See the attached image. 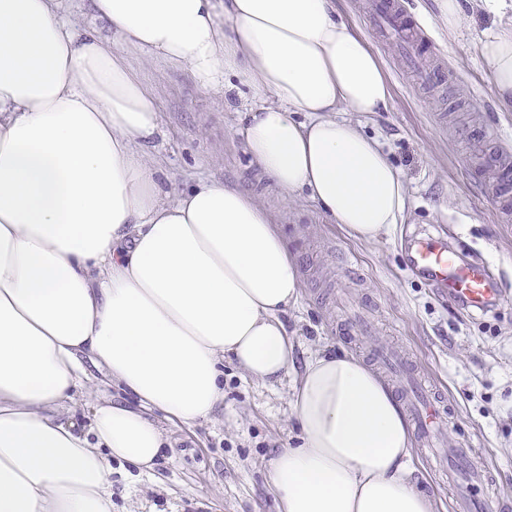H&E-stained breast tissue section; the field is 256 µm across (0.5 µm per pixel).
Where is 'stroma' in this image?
<instances>
[{
    "mask_svg": "<svg viewBox=\"0 0 512 512\" xmlns=\"http://www.w3.org/2000/svg\"><path fill=\"white\" fill-rule=\"evenodd\" d=\"M417 26L421 56L442 64L445 82L418 84L399 46L377 33L367 0H338L376 54L391 87L384 111L350 113L378 139L404 175L408 203L401 224L374 242L349 236L309 201L260 177L245 152L239 93L199 90L180 73L155 78L160 133L153 155L176 183L215 177L250 192L277 218L303 276V294L284 319L296 364L318 352H350L371 361L384 348L411 362L426 385L445 396L453 416L442 443L473 448L495 474L490 497L512 500V209L498 203L503 166L512 165V112L498 108L486 63L472 44L499 23L491 12L463 9L449 32L436 0H401ZM441 232L462 257H483L500 278V300L470 312L404 266L408 236ZM370 312L362 334L344 336L342 321ZM291 378L270 387L224 361V409L193 425L163 422L170 444L153 476L112 464V512H275L267 479L274 449L297 444L288 400ZM414 478L454 512L455 488L443 481L445 454L415 452Z\"/></svg>",
    "mask_w": 512,
    "mask_h": 512,
    "instance_id": "stroma-1",
    "label": "stroma"
}]
</instances>
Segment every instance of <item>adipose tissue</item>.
<instances>
[{
    "instance_id": "adipose-tissue-1",
    "label": "adipose tissue",
    "mask_w": 512,
    "mask_h": 512,
    "mask_svg": "<svg viewBox=\"0 0 512 512\" xmlns=\"http://www.w3.org/2000/svg\"><path fill=\"white\" fill-rule=\"evenodd\" d=\"M512 112V27L478 42ZM187 74L237 90L244 146L281 191L372 242L407 208L379 142L338 111L390 86L336 0H0V512H112V460L151 472L167 439L224 405V360L296 377L298 447L268 462L277 512H436L389 384L347 352L295 371L283 315L302 277L274 216L216 178L174 188L151 156L158 96ZM138 407L62 418L84 361Z\"/></svg>"
}]
</instances>
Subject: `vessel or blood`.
Here are the masks:
<instances>
[{
  "label": "vessel or blood",
  "instance_id": "1",
  "mask_svg": "<svg viewBox=\"0 0 512 512\" xmlns=\"http://www.w3.org/2000/svg\"><path fill=\"white\" fill-rule=\"evenodd\" d=\"M373 19L380 33L401 46L410 68L420 69L424 80L437 79L436 71L421 68L417 34L413 27L404 24L393 0H376ZM404 248L408 268L424 282L447 293L449 298L468 309L487 307L496 274L483 258L462 259L442 236L412 237L405 241ZM398 388L414 422L421 448L426 454H435L440 430L449 419L446 406L436 399L431 390L421 385L410 364L399 367ZM472 454L469 448H452L448 451V459L458 463L467 486L479 488L488 480L489 471L486 467L471 465Z\"/></svg>",
  "mask_w": 512,
  "mask_h": 512
}]
</instances>
